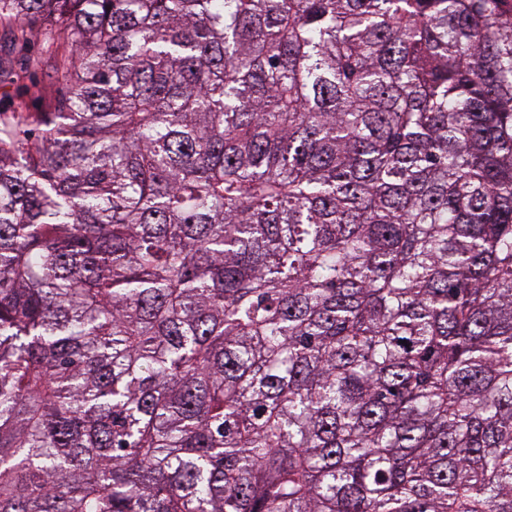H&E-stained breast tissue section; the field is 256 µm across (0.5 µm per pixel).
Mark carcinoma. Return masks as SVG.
<instances>
[{
  "instance_id": "obj_1",
  "label": "carcinoma",
  "mask_w": 512,
  "mask_h": 512,
  "mask_svg": "<svg viewBox=\"0 0 512 512\" xmlns=\"http://www.w3.org/2000/svg\"><path fill=\"white\" fill-rule=\"evenodd\" d=\"M0 25V512H512V0ZM33 28L27 45H14L10 30L0 26V59L17 71L29 59V69L20 73L15 84L0 85V112L9 115L18 106L25 111L41 112L55 96V81L49 58L54 47L47 44Z\"/></svg>"
}]
</instances>
